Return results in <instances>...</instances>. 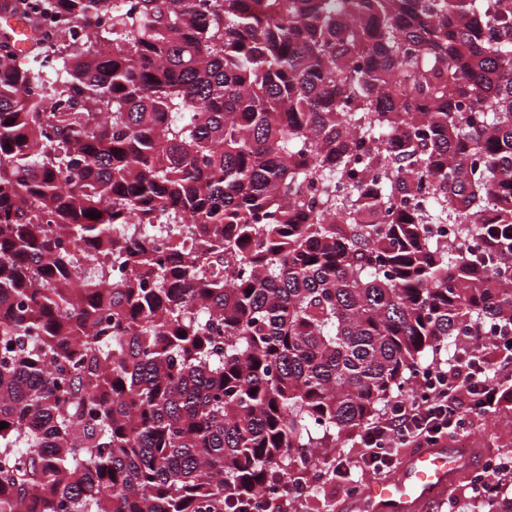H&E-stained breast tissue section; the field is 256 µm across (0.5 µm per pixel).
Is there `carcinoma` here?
<instances>
[{
  "mask_svg": "<svg viewBox=\"0 0 512 512\" xmlns=\"http://www.w3.org/2000/svg\"><path fill=\"white\" fill-rule=\"evenodd\" d=\"M44 9L81 37L0 50V512H245L512 331V0Z\"/></svg>",
  "mask_w": 512,
  "mask_h": 512,
  "instance_id": "cac0c4a2",
  "label": "carcinoma"
}]
</instances>
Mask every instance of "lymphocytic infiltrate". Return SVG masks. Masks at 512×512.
<instances>
[{"instance_id": "1", "label": "lymphocytic infiltrate", "mask_w": 512, "mask_h": 512, "mask_svg": "<svg viewBox=\"0 0 512 512\" xmlns=\"http://www.w3.org/2000/svg\"><path fill=\"white\" fill-rule=\"evenodd\" d=\"M510 399L512 335L501 332L488 337L478 351L472 337H461L455 359L435 368L422 397L398 398L360 430L357 444L363 452L354 463L340 461L332 469L310 468L304 480L279 476V490L261 503V512H295L321 482L347 476L355 469L388 475L400 449L428 448L439 445L444 436L462 435V411L492 414Z\"/></svg>"}]
</instances>
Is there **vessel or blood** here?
<instances>
[{
  "label": "vessel or blood",
  "mask_w": 512,
  "mask_h": 512,
  "mask_svg": "<svg viewBox=\"0 0 512 512\" xmlns=\"http://www.w3.org/2000/svg\"><path fill=\"white\" fill-rule=\"evenodd\" d=\"M0 18L8 22L17 48H26L33 36L28 23L18 20L7 8L0 10ZM461 468L462 462L452 448L441 445L415 449L396 478L370 482L353 507L355 512H420L445 492Z\"/></svg>",
  "instance_id": "vessel-or-blood-1"
}]
</instances>
